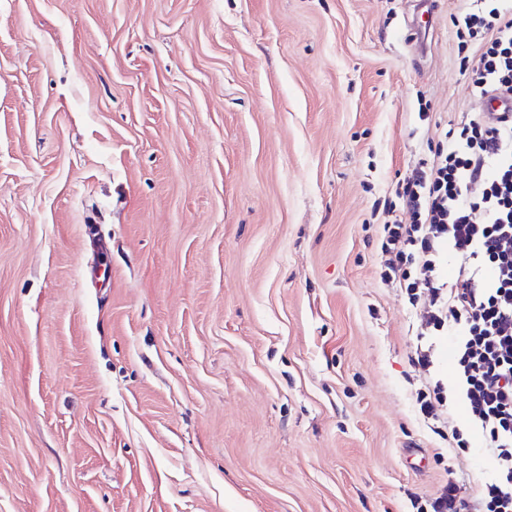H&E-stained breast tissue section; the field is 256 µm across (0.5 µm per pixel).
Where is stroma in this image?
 Returning <instances> with one entry per match:
<instances>
[{
  "mask_svg": "<svg viewBox=\"0 0 512 512\" xmlns=\"http://www.w3.org/2000/svg\"><path fill=\"white\" fill-rule=\"evenodd\" d=\"M0 0V512H417L386 206L483 111L434 0Z\"/></svg>",
  "mask_w": 512,
  "mask_h": 512,
  "instance_id": "35a3bbf8",
  "label": "stroma"
}]
</instances>
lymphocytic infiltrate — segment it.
Here are the masks:
<instances>
[{"instance_id": "1", "label": "lymphocytic infiltrate", "mask_w": 512, "mask_h": 512, "mask_svg": "<svg viewBox=\"0 0 512 512\" xmlns=\"http://www.w3.org/2000/svg\"><path fill=\"white\" fill-rule=\"evenodd\" d=\"M477 38L473 84L512 94V9L469 0L457 19ZM380 278L405 288L425 336L454 335V391L495 459L496 478L464 496L448 481L429 512H512V118L478 112L446 129L431 159L396 184ZM454 262L453 275L443 273ZM443 383L416 393L424 420L462 443Z\"/></svg>"}]
</instances>
